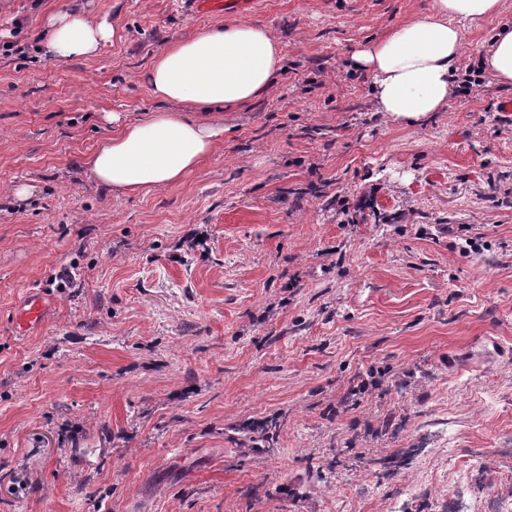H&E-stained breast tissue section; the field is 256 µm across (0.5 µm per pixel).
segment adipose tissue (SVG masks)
<instances>
[{"instance_id": "adipose-tissue-1", "label": "adipose tissue", "mask_w": 512, "mask_h": 512, "mask_svg": "<svg viewBox=\"0 0 512 512\" xmlns=\"http://www.w3.org/2000/svg\"><path fill=\"white\" fill-rule=\"evenodd\" d=\"M502 10L503 0H435L430 13L355 51V67L372 80L377 111L415 124L446 108L456 92L453 65L466 24ZM113 36L107 20L66 8L49 17L41 49L57 61L91 58ZM283 60V47L268 28L243 21L203 28L168 44L148 73L159 109L133 122L113 115L115 132L87 159L92 177L123 194H147L180 182L224 138L223 125L203 120V112L251 103L267 90ZM484 65L500 84L512 85V24L498 29Z\"/></svg>"}]
</instances>
